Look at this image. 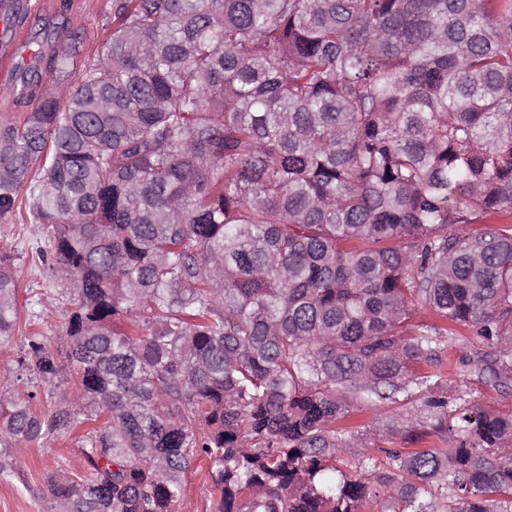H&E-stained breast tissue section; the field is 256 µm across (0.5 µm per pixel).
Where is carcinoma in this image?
Instances as JSON below:
<instances>
[{
	"mask_svg": "<svg viewBox=\"0 0 512 512\" xmlns=\"http://www.w3.org/2000/svg\"><path fill=\"white\" fill-rule=\"evenodd\" d=\"M50 71L0 123V216L26 195L73 288L69 365L25 336L0 457L82 430L52 512H179L201 463L210 512H512V412L448 406V327L406 333L430 309L512 379V227L448 234L512 211V0H112ZM18 288L0 251V348ZM418 394L417 448L347 454L352 408Z\"/></svg>",
	"mask_w": 512,
	"mask_h": 512,
	"instance_id": "obj_1",
	"label": "carcinoma"
}]
</instances>
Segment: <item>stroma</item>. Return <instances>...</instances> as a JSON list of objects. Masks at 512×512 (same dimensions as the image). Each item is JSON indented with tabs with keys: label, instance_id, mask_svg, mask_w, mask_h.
I'll return each mask as SVG.
<instances>
[{
	"label": "stroma",
	"instance_id": "stroma-1",
	"mask_svg": "<svg viewBox=\"0 0 512 512\" xmlns=\"http://www.w3.org/2000/svg\"><path fill=\"white\" fill-rule=\"evenodd\" d=\"M27 21L16 26L10 13L0 11V46L13 48L11 65L0 70V122H21L34 101L52 85L48 57L52 51H73L77 65L93 61L105 36V25L112 19L111 0H19ZM31 68L38 76L23 85L20 73ZM44 233L31 223L25 200L15 210L0 217V250L11 256L19 279V321L35 322L48 336L59 356L67 354L62 326L73 306V290L49 280L35 261L31 246ZM482 337L457 327L442 346L445 374L442 388L448 399L464 398L496 411L512 410V382L479 380L462 365L463 353L489 352ZM414 403H389L354 410L349 424L364 431L370 441L387 447L396 441L399 416L414 411ZM9 477H0V512H47L48 479L62 472H85L77 434L64 432L53 445L42 447L21 443L12 448Z\"/></svg>",
	"mask_w": 512,
	"mask_h": 512
}]
</instances>
